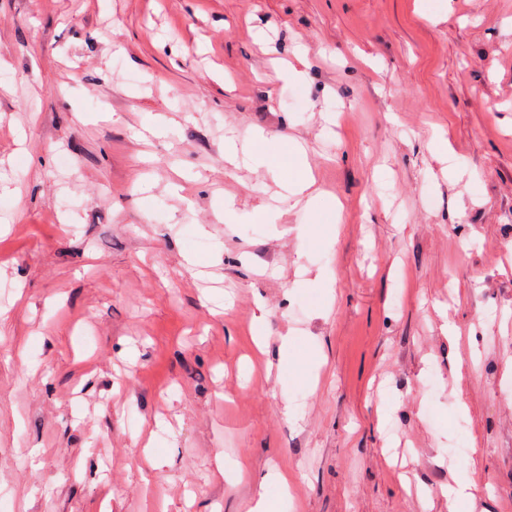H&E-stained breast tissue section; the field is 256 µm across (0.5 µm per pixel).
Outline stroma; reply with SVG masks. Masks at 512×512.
<instances>
[{
  "mask_svg": "<svg viewBox=\"0 0 512 512\" xmlns=\"http://www.w3.org/2000/svg\"><path fill=\"white\" fill-rule=\"evenodd\" d=\"M262 497L512 512V0H0V499Z\"/></svg>",
  "mask_w": 512,
  "mask_h": 512,
  "instance_id": "1",
  "label": "stroma"
}]
</instances>
